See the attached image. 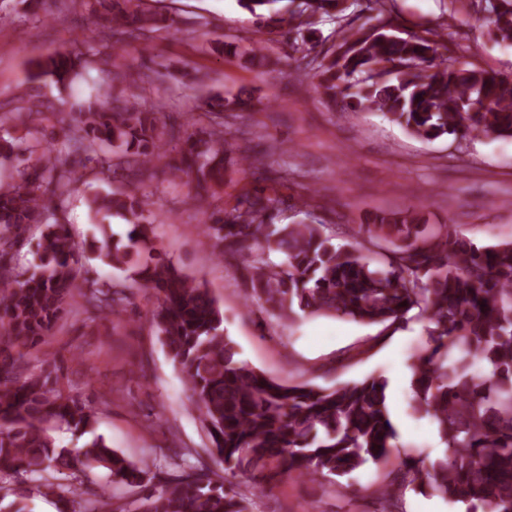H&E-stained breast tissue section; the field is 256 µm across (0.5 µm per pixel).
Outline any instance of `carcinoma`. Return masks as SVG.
I'll return each instance as SVG.
<instances>
[{
    "label": "carcinoma",
    "instance_id": "cac0c4a2",
    "mask_svg": "<svg viewBox=\"0 0 512 512\" xmlns=\"http://www.w3.org/2000/svg\"><path fill=\"white\" fill-rule=\"evenodd\" d=\"M92 17L84 57L67 50L30 62L34 81L50 78L68 88L97 63L101 48L148 33H181L174 18L147 14L133 0H81ZM280 0H239L260 24L288 36L296 76L319 86L346 106L376 109L423 140L476 133L512 138V79L476 65L443 64L438 49L455 41V26L442 32L400 36L385 16L386 0H300L293 10ZM494 15L492 34L512 45V0H470ZM378 11L379 24H361L363 9ZM329 22L327 36L317 25ZM322 49L313 54L310 44ZM60 127L64 150L48 142L39 157L14 165L13 129L50 120L39 96L23 88L0 105V484L26 475L9 512H30L34 496L69 501L95 469L116 484L148 489L137 512H247L232 485L207 468L184 463L183 474L152 487L155 464H136L106 444L86 440L78 455L55 444L50 425L62 423L85 435L95 416L65 393L55 371L24 375L25 350L47 336L64 306L81 298L90 307L120 315L125 291L80 275L74 248L57 213L75 189L79 169L95 163L94 175L121 170L131 178L168 158L175 177L224 186V124L200 132L161 125V113L110 96L75 101ZM180 147L169 158L165 146ZM214 195L196 192L190 202L208 215L205 233L218 258L254 259L241 268L259 311L292 322L307 315H338L395 333L414 309L427 314V346L412 357L410 409L429 417L447 454L431 462L408 455L378 490L382 512H393L408 490L430 488L467 512H512V240L478 245L446 224H421L414 213L361 224L353 245H337L326 225L281 224L288 199L244 189L229 208L211 207ZM89 209L118 215L130 224L126 239L105 243L98 258L126 273L132 284L158 291L151 323L185 374V384L206 425L212 454L224 473L246 474L264 492L288 478L344 477L365 464L387 462L397 431L387 408L388 382L370 376L331 389L283 382L238 358L224 331V314L207 288L159 258L145 195L133 190L96 193ZM31 224H43L39 263L19 272L11 251ZM386 252L382 269L366 254ZM275 253L280 261L270 259ZM69 472L71 482L55 481Z\"/></svg>",
    "mask_w": 512,
    "mask_h": 512
}]
</instances>
